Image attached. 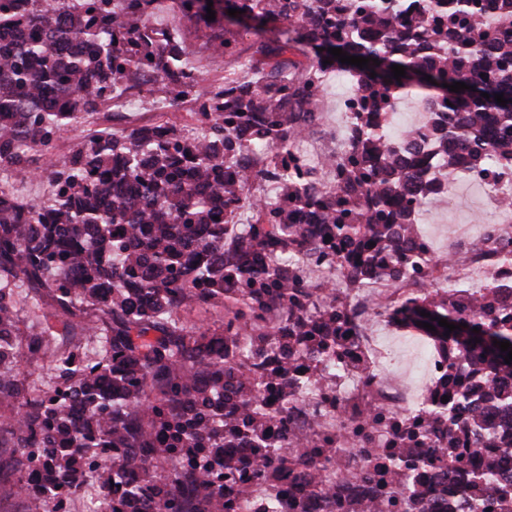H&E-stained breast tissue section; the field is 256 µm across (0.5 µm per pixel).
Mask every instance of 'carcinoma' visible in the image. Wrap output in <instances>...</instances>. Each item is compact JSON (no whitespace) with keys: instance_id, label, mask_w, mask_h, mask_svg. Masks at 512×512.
Returning a JSON list of instances; mask_svg holds the SVG:
<instances>
[{"instance_id":"carcinoma-1","label":"carcinoma","mask_w":512,"mask_h":512,"mask_svg":"<svg viewBox=\"0 0 512 512\" xmlns=\"http://www.w3.org/2000/svg\"><path fill=\"white\" fill-rule=\"evenodd\" d=\"M159 0H44L0 3V167L20 176L38 171L54 141L85 116L128 91L160 85L167 110L185 99L204 133L190 140L170 123L98 134L69 158L54 163V193L33 206L0 187V405L8 422L13 470L31 512L77 487L85 468H100L104 512H234L243 487L224 491L221 473L255 484L308 474L320 446L278 449L269 441L265 403L234 337H256L254 355L268 340L293 347L319 363L351 353L347 306L328 295L310 306L313 271L329 264L341 281L368 288L397 283L428 266L429 244L415 233L410 201L430 192L437 178L427 150L452 146L456 162L481 171L491 161L512 163V0H491L496 21L472 18L471 0H173L206 29L217 56L234 53L235 22L248 20L258 36L288 25L286 39L255 43L246 69L258 78L206 83L188 66L182 42L153 26ZM215 19H206L207 9ZM239 10L236 16L227 10ZM371 59L359 68L330 54ZM298 54L307 62L286 54ZM352 79L364 111L356 113L351 152L340 162L336 186L319 189L316 172L298 182L285 163L290 144L315 119L322 71ZM394 64L406 76H392ZM376 77H370V73ZM430 76L432 81L425 80ZM463 82L458 93L443 87ZM435 105L434 140L409 134L393 139L387 115L403 91ZM489 97L481 96V93ZM504 94L508 103H497ZM265 153L254 172L246 153ZM272 181L274 203L256 204L254 222L230 235L249 181ZM491 285L478 303L463 291L429 298L412 294L388 309L397 324L422 321L435 346L460 358L476 357L499 374L492 393L512 408V364L493 341L512 343V314ZM64 327L84 323L93 356L50 351V325L27 336H6L20 311L35 321L44 306ZM222 307L218 329L188 326L182 313ZM425 311L429 316L423 317ZM445 319L459 329L439 326ZM478 331H473V328ZM52 352L54 386L30 382ZM447 378L455 401L431 409L448 432V447L482 437L483 415L473 408L468 383L455 363ZM287 400L300 380L282 364L271 377ZM391 423L373 410L354 434L364 447L373 427ZM252 441V452L233 443ZM457 491L478 498L512 477L494 461L456 465Z\"/></svg>"}]
</instances>
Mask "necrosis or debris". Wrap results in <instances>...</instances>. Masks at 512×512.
Wrapping results in <instances>:
<instances>
[{
    "label": "necrosis or debris",
    "mask_w": 512,
    "mask_h": 512,
    "mask_svg": "<svg viewBox=\"0 0 512 512\" xmlns=\"http://www.w3.org/2000/svg\"><path fill=\"white\" fill-rule=\"evenodd\" d=\"M478 180L493 192V224L500 235L512 237V167L499 166L492 173L479 175ZM432 262L430 272L410 278L405 288L337 289V297L353 309L349 341L355 354L365 360L362 370L353 369L347 357L336 372L314 365L304 355H296L292 369L303 376L306 385L286 405L269 384V368H256L257 393L268 402L271 419L268 430L282 447L293 449L335 430L353 427L375 407L398 419L418 417L420 423L419 435L410 441L400 440L391 433L384 447L365 448L355 438L347 436L326 449L311 466L316 486L288 480L273 487L271 494L289 500L290 512H358L362 502L372 500L379 504L403 500L410 494L415 497L416 512H512V499L495 493L484 494L478 501L460 494L448 497L446 488L451 477L444 460H437L434 467L408 476L394 474L390 467L391 456H414L428 446L441 445L443 430L422 412L430 402L431 385L412 393L387 382L386 375L393 361L379 353L374 338L367 331L368 317L378 313L380 307L409 296L411 288L430 285L435 291H444L448 287L449 272L458 268L472 273L466 281L469 296L485 294L486 285L491 281L512 287V258L488 252L476 238L466 233L448 255L433 257ZM476 402L491 425L493 437L471 449L472 460H479L485 449L494 447L502 451V470L512 469V455L504 451L506 444L512 443V414L502 410L493 399L480 396ZM284 407L289 410V424L283 429L276 419ZM268 495L249 488L247 493L237 495L235 512H260Z\"/></svg>",
    "instance_id": "necrosis-or-debris-1"
}]
</instances>
